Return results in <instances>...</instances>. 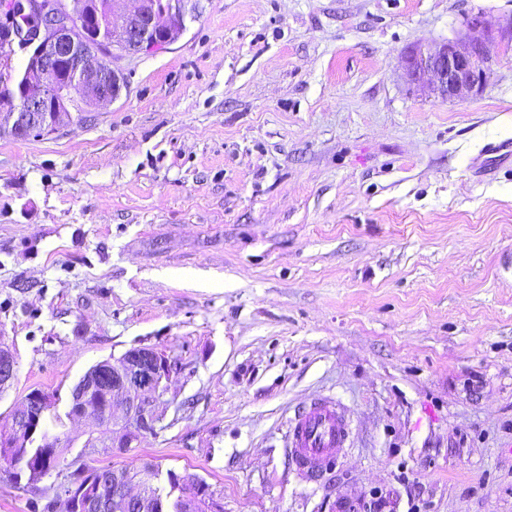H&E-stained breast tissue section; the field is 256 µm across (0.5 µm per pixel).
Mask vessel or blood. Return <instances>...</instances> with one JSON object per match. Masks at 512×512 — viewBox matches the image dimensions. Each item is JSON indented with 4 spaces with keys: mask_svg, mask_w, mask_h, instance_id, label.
Masks as SVG:
<instances>
[{
    "mask_svg": "<svg viewBox=\"0 0 512 512\" xmlns=\"http://www.w3.org/2000/svg\"><path fill=\"white\" fill-rule=\"evenodd\" d=\"M351 429L340 408L320 399L297 411L290 424L289 445L296 467L309 479H317L335 464Z\"/></svg>",
    "mask_w": 512,
    "mask_h": 512,
    "instance_id": "obj_1",
    "label": "vessel or blood"
}]
</instances>
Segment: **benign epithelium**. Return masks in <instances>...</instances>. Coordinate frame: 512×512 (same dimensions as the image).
I'll return each instance as SVG.
<instances>
[{"label": "benign epithelium", "mask_w": 512, "mask_h": 512, "mask_svg": "<svg viewBox=\"0 0 512 512\" xmlns=\"http://www.w3.org/2000/svg\"><path fill=\"white\" fill-rule=\"evenodd\" d=\"M120 0H107L104 11L95 9L94 0H0V30L4 45L0 67H10L11 51L19 44L28 46L30 62L19 77L21 94L6 105V119L12 134L26 139L56 129L72 112L82 108L71 97V90H83L85 105L113 103L127 88L123 73L112 68L108 56L137 54L174 42L177 30H185V0H139L138 9L126 14ZM38 20L30 34L17 24L18 12ZM467 32L457 41L438 49L412 50L408 70L417 83L429 81L443 100H464L487 86L490 47L494 37L481 15L467 19ZM16 358L0 344V388L15 375ZM171 371L167 354L155 348H133L117 358L91 368L71 393L68 415L88 417L102 423L115 402L125 407V419L118 436L109 443H90L87 456L105 454L114 448H129L144 432L155 428L159 417L156 403L164 394L163 380ZM56 397L41 389L30 391L22 408L13 414V433L0 435V455L12 456L21 442H30L45 417L54 412ZM82 459L58 460L57 480L47 492L49 512H223L209 488L195 487L174 500L154 493L160 481L139 471L114 468L97 481V490L86 492ZM136 483L132 495L128 486Z\"/></svg>", "instance_id": "7a95c632"}]
</instances>
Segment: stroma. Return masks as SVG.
Returning <instances> with one entry per match:
<instances>
[{
    "label": "stroma",
    "mask_w": 512,
    "mask_h": 512,
    "mask_svg": "<svg viewBox=\"0 0 512 512\" xmlns=\"http://www.w3.org/2000/svg\"><path fill=\"white\" fill-rule=\"evenodd\" d=\"M128 89L40 137L0 128V341L67 458L97 363L171 360L155 431L98 465L202 479L224 512H512V42L442 101L410 51L498 33L512 0H189ZM351 423L315 481L296 411Z\"/></svg>",
    "instance_id": "1"
}]
</instances>
